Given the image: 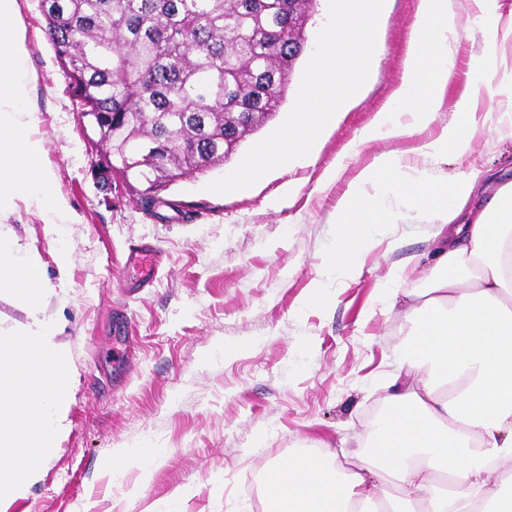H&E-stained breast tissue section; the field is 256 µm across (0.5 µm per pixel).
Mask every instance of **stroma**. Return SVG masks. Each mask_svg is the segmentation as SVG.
<instances>
[{"mask_svg":"<svg viewBox=\"0 0 512 512\" xmlns=\"http://www.w3.org/2000/svg\"><path fill=\"white\" fill-rule=\"evenodd\" d=\"M419 4L386 0L377 69L314 146L310 165L272 171L246 195L204 191L236 167L232 159L160 187L149 211L137 191L99 167L39 0H18L36 75L34 130L53 190L69 209L52 236L23 203L0 215V230L20 253L39 257L54 287L44 315L56 323L73 370L67 431L40 481L5 512H264L258 476L272 461L301 446L360 451L405 324L380 285L390 268L427 251V226H391L398 249L364 254L354 281L326 279L336 204L375 157L413 153L456 121L453 103L471 65L494 51L471 0H458L456 76L435 125L410 138L363 141L402 75ZM490 140L479 131L438 173L454 177L483 164L511 178L512 143L492 151ZM142 241L164 250L146 287L127 260ZM63 248L73 260L61 290ZM317 279L324 299L313 303ZM145 440L163 450L151 473L134 469L114 483L106 468L113 449Z\"/></svg>","mask_w":512,"mask_h":512,"instance_id":"1","label":"stroma"}]
</instances>
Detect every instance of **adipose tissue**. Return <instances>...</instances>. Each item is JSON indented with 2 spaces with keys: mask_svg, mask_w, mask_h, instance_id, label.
<instances>
[{
  "mask_svg": "<svg viewBox=\"0 0 512 512\" xmlns=\"http://www.w3.org/2000/svg\"><path fill=\"white\" fill-rule=\"evenodd\" d=\"M494 46H512V9L473 0ZM457 0H421L400 82L363 140L411 137L429 127L455 76ZM17 0H0V213L36 206L47 229L67 209L51 194L28 103V50ZM474 93L457 119L414 157L384 153L336 204L339 233L326 275L355 279L379 226L428 217L433 249L424 286L400 292L397 271L382 286L407 324L394 350L384 409L354 460L303 448L261 473L267 512H512V181L492 169L438 175L449 150L465 152L478 129ZM161 451L115 449L113 478L150 473Z\"/></svg>",
  "mask_w": 512,
  "mask_h": 512,
  "instance_id": "obj_1",
  "label": "adipose tissue"
}]
</instances>
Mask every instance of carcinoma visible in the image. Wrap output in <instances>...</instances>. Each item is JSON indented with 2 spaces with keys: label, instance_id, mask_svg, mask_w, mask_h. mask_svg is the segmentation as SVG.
Returning a JSON list of instances; mask_svg holds the SVG:
<instances>
[{
  "label": "carcinoma",
  "instance_id": "1",
  "mask_svg": "<svg viewBox=\"0 0 512 512\" xmlns=\"http://www.w3.org/2000/svg\"><path fill=\"white\" fill-rule=\"evenodd\" d=\"M312 0H40L101 147L150 191L224 164L286 100Z\"/></svg>",
  "mask_w": 512,
  "mask_h": 512
}]
</instances>
